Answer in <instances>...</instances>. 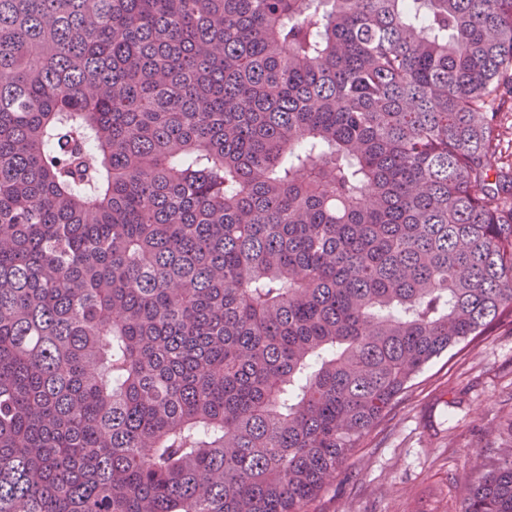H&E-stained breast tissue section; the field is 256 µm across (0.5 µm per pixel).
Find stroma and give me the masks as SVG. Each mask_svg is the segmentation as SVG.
Masks as SVG:
<instances>
[{"mask_svg":"<svg viewBox=\"0 0 512 512\" xmlns=\"http://www.w3.org/2000/svg\"><path fill=\"white\" fill-rule=\"evenodd\" d=\"M512 417V323L434 359L308 512H458L480 453Z\"/></svg>","mask_w":512,"mask_h":512,"instance_id":"stroma-1","label":"stroma"}]
</instances>
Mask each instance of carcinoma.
I'll return each mask as SVG.
<instances>
[{
  "mask_svg": "<svg viewBox=\"0 0 512 512\" xmlns=\"http://www.w3.org/2000/svg\"><path fill=\"white\" fill-rule=\"evenodd\" d=\"M506 84L512 0H0V512H308L512 321ZM501 149L497 166L512 174V112L501 117Z\"/></svg>",
  "mask_w": 512,
  "mask_h": 512,
  "instance_id": "1",
  "label": "carcinoma"
}]
</instances>
